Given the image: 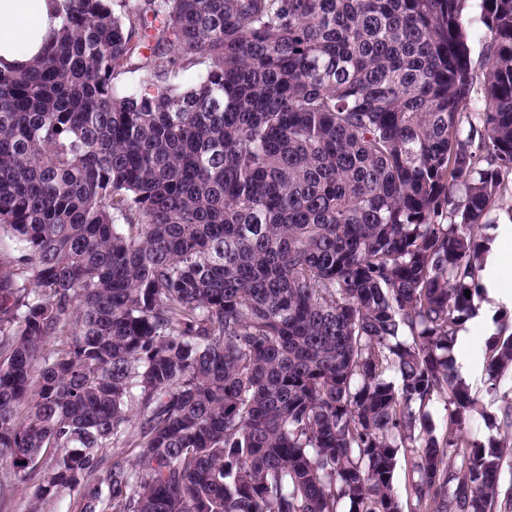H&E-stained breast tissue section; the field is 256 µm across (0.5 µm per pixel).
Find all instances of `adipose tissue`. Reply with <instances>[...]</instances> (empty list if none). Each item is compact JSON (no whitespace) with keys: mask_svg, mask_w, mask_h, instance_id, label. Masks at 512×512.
Returning a JSON list of instances; mask_svg holds the SVG:
<instances>
[{"mask_svg":"<svg viewBox=\"0 0 512 512\" xmlns=\"http://www.w3.org/2000/svg\"><path fill=\"white\" fill-rule=\"evenodd\" d=\"M63 0H0V61L38 56L49 29L59 27Z\"/></svg>","mask_w":512,"mask_h":512,"instance_id":"1","label":"adipose tissue"}]
</instances>
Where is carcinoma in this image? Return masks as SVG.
<instances>
[{
  "instance_id": "obj_1",
  "label": "carcinoma",
  "mask_w": 512,
  "mask_h": 512,
  "mask_svg": "<svg viewBox=\"0 0 512 512\" xmlns=\"http://www.w3.org/2000/svg\"><path fill=\"white\" fill-rule=\"evenodd\" d=\"M467 2L66 0L0 69V477L29 512H512V323L499 441L448 359L512 199V0H480L482 73ZM469 2L472 7L467 9L463 14V24L466 27L469 40L468 46L470 50V57L472 64L475 68L479 69L482 67L484 62V42L483 29L478 22V9L475 4L478 2ZM507 202L508 200L503 201V205L499 207H495L491 214L490 219L494 220L493 224L490 226H487L482 230V235H485L486 237L490 238V245L493 243L496 235V230L502 224V226L499 229V235H498V246H512V220L509 219L508 213H507Z\"/></svg>"
}]
</instances>
